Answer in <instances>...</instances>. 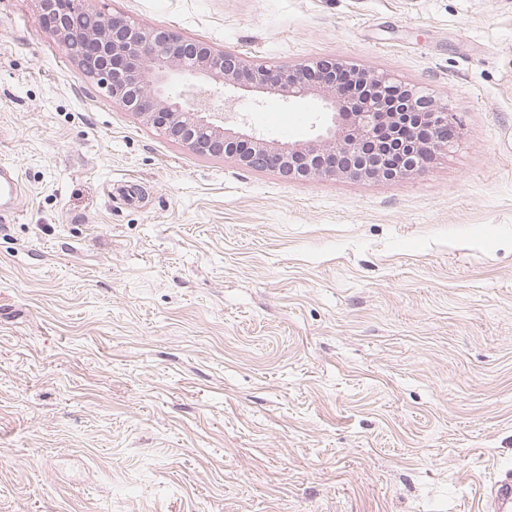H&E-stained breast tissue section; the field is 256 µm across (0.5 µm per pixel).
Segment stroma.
<instances>
[{"instance_id": "obj_1", "label": "stroma", "mask_w": 512, "mask_h": 512, "mask_svg": "<svg viewBox=\"0 0 512 512\" xmlns=\"http://www.w3.org/2000/svg\"><path fill=\"white\" fill-rule=\"evenodd\" d=\"M79 5L387 74L460 137L389 181L204 159L0 0V512H481L512 470V0Z\"/></svg>"}]
</instances>
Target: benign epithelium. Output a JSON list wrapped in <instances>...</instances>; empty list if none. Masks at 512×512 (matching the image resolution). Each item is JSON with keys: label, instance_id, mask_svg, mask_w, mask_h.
<instances>
[{"label": "benign epithelium", "instance_id": "obj_1", "mask_svg": "<svg viewBox=\"0 0 512 512\" xmlns=\"http://www.w3.org/2000/svg\"><path fill=\"white\" fill-rule=\"evenodd\" d=\"M44 24L79 74L194 154L233 157L285 179L350 175L395 180L423 170L459 138L447 108L423 90L334 59L267 67L167 29L39 0ZM288 102L314 97L325 120L280 143L239 128L224 92Z\"/></svg>", "mask_w": 512, "mask_h": 512}]
</instances>
